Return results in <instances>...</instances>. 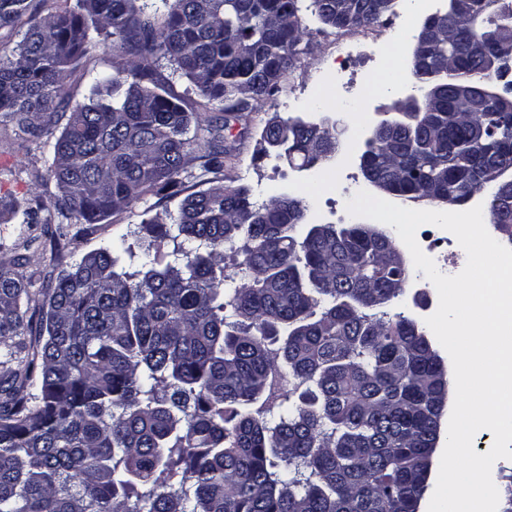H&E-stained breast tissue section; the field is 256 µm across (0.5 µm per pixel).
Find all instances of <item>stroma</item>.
Instances as JSON below:
<instances>
[{
  "mask_svg": "<svg viewBox=\"0 0 512 512\" xmlns=\"http://www.w3.org/2000/svg\"><path fill=\"white\" fill-rule=\"evenodd\" d=\"M299 19L305 31L300 44L302 54L291 69L273 99L257 103L249 112L228 114L224 127V167L214 178L224 185H244L250 190L253 202L262 204L274 196H296V184L305 179L304 172L290 166L285 158L264 151L261 133L272 117L283 119L298 116L330 114L337 121L342 143H354L355 155L350 158L347 175L364 191L370 183L364 178L359 155L373 125L392 103L406 96L422 97L417 81L412 79L409 63L414 49V34L425 18L424 10L400 5L390 15L403 39L398 54L399 74L406 78V87L396 90L378 86L377 80L387 67L388 58L370 59V39L357 36L352 43L353 57L342 79L350 86L342 103L319 100L312 95L311 77L323 66L332 53L334 27L323 24L310 6V0H300ZM122 59L112 54L109 46H89L82 67L70 81L72 100H83L90 86V77L98 72H122ZM51 146L40 143L21 132L14 124L0 123V197L27 203L34 196L52 200L57 192L55 183L44 182ZM309 208L305 221L309 224H333L344 227L357 223V216L346 209V200L328 186L309 187ZM178 199L148 198L147 202L113 212L104 221L89 225L76 238L69 239L47 231L42 224H0V269L22 270L29 278V289L36 299H45L61 271L68 267L64 254L74 257L98 249L113 236L137 230L144 210L152 213H174ZM438 307V294L423 271H410L404 294L385 308L388 318L405 316L424 323Z\"/></svg>",
  "mask_w": 512,
  "mask_h": 512,
  "instance_id": "stroma-1",
  "label": "stroma"
}]
</instances>
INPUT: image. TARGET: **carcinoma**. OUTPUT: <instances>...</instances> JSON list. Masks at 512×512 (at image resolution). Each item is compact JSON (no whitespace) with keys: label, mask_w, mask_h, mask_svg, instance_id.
I'll return each mask as SVG.
<instances>
[{"label":"carcinoma","mask_w":512,"mask_h":512,"mask_svg":"<svg viewBox=\"0 0 512 512\" xmlns=\"http://www.w3.org/2000/svg\"><path fill=\"white\" fill-rule=\"evenodd\" d=\"M29 2L0 0V31L24 27L0 55V118L54 138L46 176L59 194L24 208L0 198V224H97L148 196H178L200 132L203 170L224 167V125L191 119L160 60L204 111L244 112L275 96L303 36L298 0H162L163 14L140 0H75L46 17ZM399 2L311 5L343 29ZM438 22L447 32L436 47L416 35L413 54L432 60L412 74L443 98L401 115L362 173L436 206L491 184V222L512 241V99L496 90L512 72V0H469ZM100 42L128 58L126 78L101 74L73 104L67 80ZM467 88L497 107L477 110L458 94ZM284 136L301 170L339 147L334 132L294 118L267 123L262 141ZM306 210L211 186L172 223L144 220L147 246L122 234L73 261L36 306L23 276L0 269V512H417L447 379L418 325L380 313L407 265L388 266L395 239L371 224L298 234ZM236 244L253 278L226 295L224 246ZM161 63V71L164 76H168L170 79V83L167 86L171 95L175 98L181 100L182 105L186 112H195L197 109V101H201L200 98L196 95L190 96L187 93V88H189V82L186 78L180 77L178 74L171 75L172 70L170 65L167 64V61L162 59Z\"/></svg>","instance_id":"1"}]
</instances>
